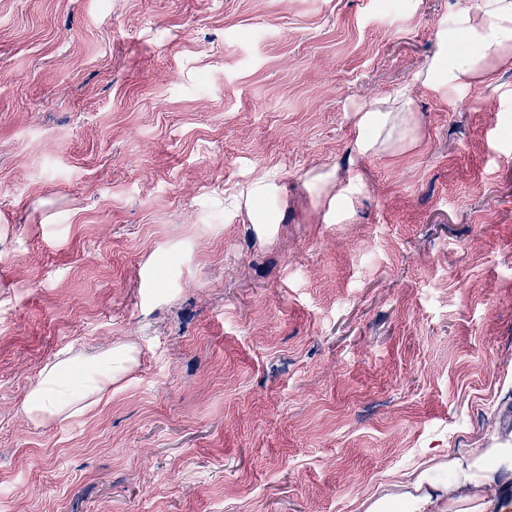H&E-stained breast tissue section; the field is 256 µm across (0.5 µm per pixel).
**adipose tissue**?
Here are the masks:
<instances>
[{
    "label": "adipose tissue",
    "mask_w": 512,
    "mask_h": 512,
    "mask_svg": "<svg viewBox=\"0 0 512 512\" xmlns=\"http://www.w3.org/2000/svg\"><path fill=\"white\" fill-rule=\"evenodd\" d=\"M460 37L470 44L469 52L451 50V43ZM441 38L445 51L416 74V82L431 89L453 88L474 80L491 83L496 70H512V0H482L477 11L449 14ZM411 112L412 103L403 92L376 98L358 112V155L374 156L408 145L406 125ZM283 193L274 180L263 178L252 183L244 195L252 223L265 235L277 231L270 205ZM134 360V345L119 341L91 353L56 359L43 368L29 390L23 412L38 424L86 414L111 397L113 383L127 373ZM447 469L455 492L447 507H440L439 497L429 491L407 500H377L368 512H486V502L473 490L512 487V448H473L467 454L449 457Z\"/></svg>",
    "instance_id": "adipose-tissue-1"
}]
</instances>
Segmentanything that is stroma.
<instances>
[{"label":"stroma","instance_id":"35a3bbf8","mask_svg":"<svg viewBox=\"0 0 512 512\" xmlns=\"http://www.w3.org/2000/svg\"><path fill=\"white\" fill-rule=\"evenodd\" d=\"M478 3L0 0V512H366L512 448V71L413 80ZM401 91L416 143L358 157ZM121 339L108 402L23 414ZM310 186L319 189V196L324 193V201H326V217L335 218L336 222L350 216L354 207V198L352 187L354 183L361 182L360 174L356 173L350 176L349 185L339 189L336 195L329 196L325 192L326 185L330 182L329 174H315L309 179ZM284 193L274 180L260 179L250 185L245 192L243 204L253 224H258L260 232L271 237L277 232V225L271 213L272 206L259 207V203L268 204L278 201ZM135 347L115 342L92 353L66 355L46 365L23 402L24 414L41 424L84 415L112 396L135 361Z\"/></svg>","mask_w":512,"mask_h":512}]
</instances>
